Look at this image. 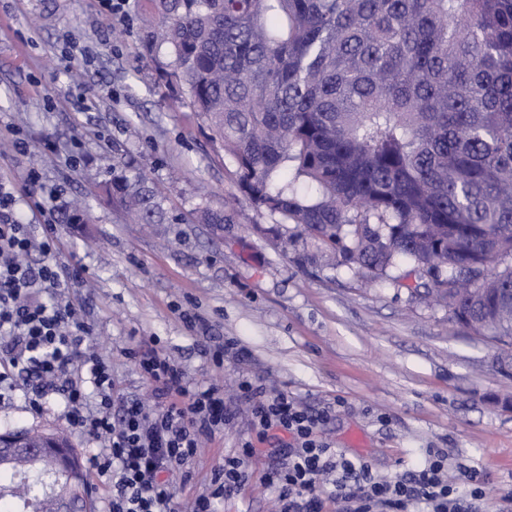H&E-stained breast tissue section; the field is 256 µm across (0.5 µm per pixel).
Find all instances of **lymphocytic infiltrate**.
<instances>
[{"instance_id":"1","label":"lymphocytic infiltrate","mask_w":512,"mask_h":512,"mask_svg":"<svg viewBox=\"0 0 512 512\" xmlns=\"http://www.w3.org/2000/svg\"><path fill=\"white\" fill-rule=\"evenodd\" d=\"M15 197L0 181V383L22 377L21 394L38 408L58 403L70 425L100 442V472L112 475L107 512H215V499L235 494L248 478L252 442L225 457L213 488L184 504L180 490L191 480L185 465L204 442L223 434L232 416L224 389L190 382L155 343L140 342L126 354L151 388L150 402L116 392L107 362L89 347L91 330L60 292L64 267L53 260L58 245L52 224L41 234L14 218ZM39 263H29L31 252ZM258 438L287 434L288 464L263 480L276 492L279 512H324L326 499L343 512H480L487 497L478 472L460 469L449 479L448 455L432 448L419 469L394 480L374 474L368 461L350 459L322 437L329 411L313 412L288 393L257 382L238 384ZM333 475L331 486L322 478Z\"/></svg>"}]
</instances>
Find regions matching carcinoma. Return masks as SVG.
<instances>
[{"mask_svg":"<svg viewBox=\"0 0 512 512\" xmlns=\"http://www.w3.org/2000/svg\"><path fill=\"white\" fill-rule=\"evenodd\" d=\"M161 76L257 209L380 279L399 260L448 320L512 342V0H149ZM109 205L171 224L141 172ZM193 223H233L198 204ZM57 464L0 455V512H60Z\"/></svg>","mask_w":512,"mask_h":512,"instance_id":"cac0c4a2","label":"carcinoma"}]
</instances>
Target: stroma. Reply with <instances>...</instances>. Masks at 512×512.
Wrapping results in <instances>:
<instances>
[{"mask_svg": "<svg viewBox=\"0 0 512 512\" xmlns=\"http://www.w3.org/2000/svg\"><path fill=\"white\" fill-rule=\"evenodd\" d=\"M146 8L147 0H129L127 13L114 16L98 0H0V140L30 144L27 153L0 155V177L11 181L26 224L43 223L34 201L42 189L56 191L55 259L85 270L62 293L80 306L118 391L149 395L123 354L137 340L157 341L190 381L223 385L233 420L190 461L184 500L209 491L218 462L253 438L237 392L247 377L309 410L333 407L326 440L368 460L375 474L416 469L429 449L442 448L450 470L483 476L485 512H512L503 498L512 490V346L474 335L445 307L410 293V262L364 283L294 225L254 208L185 94L160 79L157 65L168 56L150 45ZM118 162L150 179L177 223L131 224L101 200L98 185ZM205 198L234 223H193ZM82 200L92 221L77 232L66 219ZM182 310L207 321V338L184 327ZM229 338L244 354L213 370L203 345ZM6 429L62 431L85 462L98 453L56 405L34 410L7 388ZM277 445L272 435L257 442L252 478L217 500L216 512H276L261 476L277 465Z\"/></svg>", "mask_w": 512, "mask_h": 512, "instance_id": "stroma-1", "label": "stroma"}]
</instances>
